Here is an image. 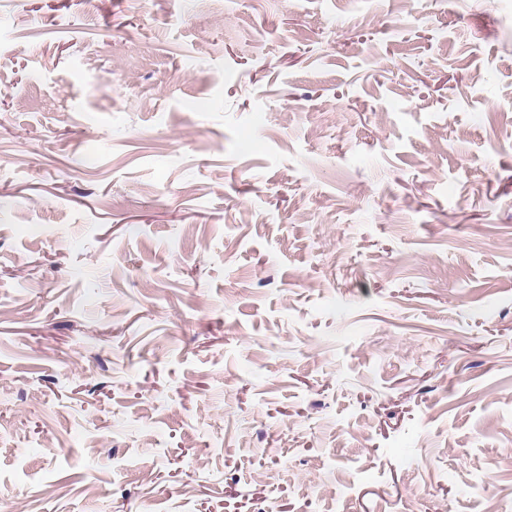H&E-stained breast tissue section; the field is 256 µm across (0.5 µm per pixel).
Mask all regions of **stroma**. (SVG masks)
Listing matches in <instances>:
<instances>
[{"label":"stroma","instance_id":"obj_1","mask_svg":"<svg viewBox=\"0 0 512 512\" xmlns=\"http://www.w3.org/2000/svg\"><path fill=\"white\" fill-rule=\"evenodd\" d=\"M0 512H512V0H0Z\"/></svg>","mask_w":512,"mask_h":512}]
</instances>
